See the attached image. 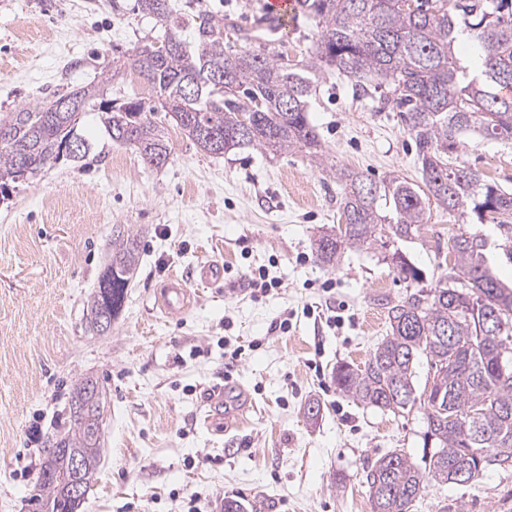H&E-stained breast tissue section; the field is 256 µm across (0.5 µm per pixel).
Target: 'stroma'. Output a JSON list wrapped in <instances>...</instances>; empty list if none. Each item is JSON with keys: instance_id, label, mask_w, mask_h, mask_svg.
<instances>
[{"instance_id": "35a3bbf8", "label": "stroma", "mask_w": 512, "mask_h": 512, "mask_svg": "<svg viewBox=\"0 0 512 512\" xmlns=\"http://www.w3.org/2000/svg\"><path fill=\"white\" fill-rule=\"evenodd\" d=\"M178 12L224 15L270 29L260 51L311 58L315 23L281 20L264 0H173ZM137 0H0V113L96 84L138 40L161 37ZM384 91L362 96L353 78L326 75L309 107L326 156L380 180L417 184L412 136ZM94 149L0 190V512H38L30 497L75 384L105 397L102 451L80 512H371L364 469L394 449L422 457L419 408H366L341 393L337 364H364L388 333L386 302L407 291L389 257L399 250L428 286L448 272L458 214L431 205L427 224L397 248H345L321 266L314 242L338 220L341 187L309 156L244 147L202 151L169 126L161 168L113 142L86 115ZM456 154L487 183L512 192V142L461 138ZM138 235L141 262L105 333L87 304L117 232ZM221 282L198 283L204 262ZM278 287L253 295L251 271ZM187 277L191 304L157 305L170 274ZM289 320L288 332L275 331ZM241 387L247 410L203 421L210 393ZM322 407L308 419L309 401ZM41 428L29 438L31 424ZM412 512H512V468H488L465 486L427 483Z\"/></svg>"}]
</instances>
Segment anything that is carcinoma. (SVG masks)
Segmentation results:
<instances>
[{
	"instance_id": "carcinoma-1",
	"label": "carcinoma",
	"mask_w": 512,
	"mask_h": 512,
	"mask_svg": "<svg viewBox=\"0 0 512 512\" xmlns=\"http://www.w3.org/2000/svg\"><path fill=\"white\" fill-rule=\"evenodd\" d=\"M139 11L165 28L158 42L144 40L112 62V71L89 87L55 94L33 106L0 113V186L22 183L46 165L80 162L92 142L78 133L85 113L98 114L113 141L133 147L155 168L170 156L166 124L179 127L203 151L222 155L252 146L269 153L303 149L322 156L309 122L310 98L328 72L353 77L362 89L386 84L416 144L422 185L399 177L375 182L346 167L329 168L342 187L338 232L321 236L316 257L327 267L341 249L363 247L385 237L406 240L428 223L436 203L473 224L487 214L512 215V193L487 183L454 157L459 138L475 132L485 139L512 140V0H298V9L319 28L313 61L297 67L288 57L250 47L256 36L224 16L205 11L181 18L172 0H138ZM193 26L190 38L182 37ZM244 43L238 50L230 38ZM477 42L479 72L473 74L457 47ZM139 73L153 90V105L139 97H107L112 80ZM164 118H158V113ZM220 134L221 145L201 135ZM488 239L464 231L448 241L450 272L430 289L419 288L388 306L390 334L364 365L336 367V387L365 407L393 413L423 408L426 423L422 463L393 450L367 468L372 512H410L429 480L464 485L490 466L512 467V283L487 256ZM138 236L118 233L101 290L89 300L90 323L108 305L122 307L139 267ZM398 278L418 283L423 275L407 257L392 253ZM501 316L498 333L483 329L487 314ZM435 368L428 393L416 394L420 358ZM77 384L71 406L81 403L99 420L102 398ZM101 432L90 433L74 410L61 448L83 452L82 480L89 488L99 462ZM485 450L482 464L474 452ZM32 498L51 512H76L79 503L52 481H36Z\"/></svg>"
}]
</instances>
